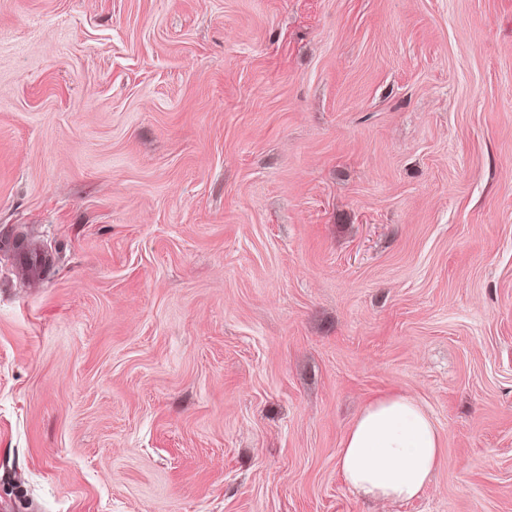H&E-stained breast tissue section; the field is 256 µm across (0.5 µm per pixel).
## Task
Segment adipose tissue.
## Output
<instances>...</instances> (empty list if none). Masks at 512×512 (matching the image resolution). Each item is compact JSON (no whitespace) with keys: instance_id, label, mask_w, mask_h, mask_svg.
I'll list each match as a JSON object with an SVG mask.
<instances>
[{"instance_id":"obj_1","label":"adipose tissue","mask_w":512,"mask_h":512,"mask_svg":"<svg viewBox=\"0 0 512 512\" xmlns=\"http://www.w3.org/2000/svg\"><path fill=\"white\" fill-rule=\"evenodd\" d=\"M434 421L412 398L371 402L345 435L337 466L358 496L379 502L408 501L428 486L442 464Z\"/></svg>"}]
</instances>
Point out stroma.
Segmentation results:
<instances>
[{"label":"stroma","instance_id":"35a3bbf8","mask_svg":"<svg viewBox=\"0 0 512 512\" xmlns=\"http://www.w3.org/2000/svg\"><path fill=\"white\" fill-rule=\"evenodd\" d=\"M0 512H512V0H0ZM434 421L412 398L371 402L345 435L337 466L348 487L372 501L419 496L442 464Z\"/></svg>","mask_w":512,"mask_h":512}]
</instances>
